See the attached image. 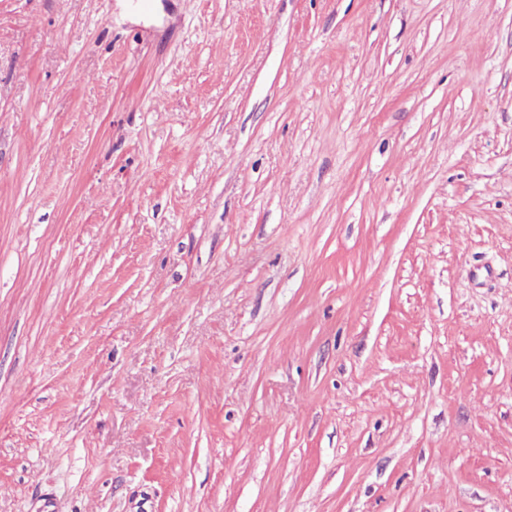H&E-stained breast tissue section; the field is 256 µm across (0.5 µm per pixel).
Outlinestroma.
I'll return each mask as SVG.
<instances>
[{
  "mask_svg": "<svg viewBox=\"0 0 512 512\" xmlns=\"http://www.w3.org/2000/svg\"><path fill=\"white\" fill-rule=\"evenodd\" d=\"M512 512V0H0V512Z\"/></svg>",
  "mask_w": 512,
  "mask_h": 512,
  "instance_id": "35a3bbf8",
  "label": "stroma"
}]
</instances>
